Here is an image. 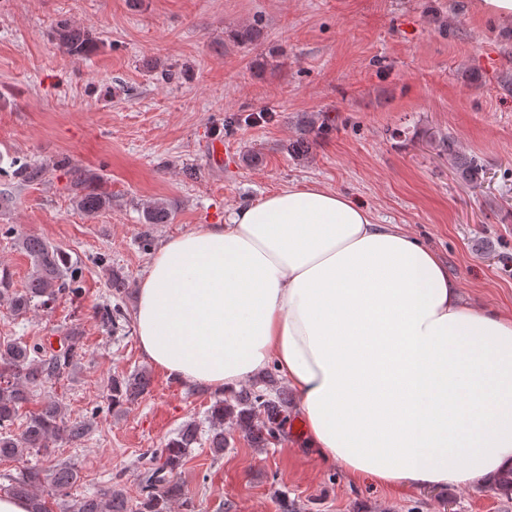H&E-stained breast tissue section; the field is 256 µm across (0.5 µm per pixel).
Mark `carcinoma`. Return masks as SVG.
I'll return each instance as SVG.
<instances>
[{"label": "carcinoma", "instance_id": "carcinoma-1", "mask_svg": "<svg viewBox=\"0 0 512 512\" xmlns=\"http://www.w3.org/2000/svg\"><path fill=\"white\" fill-rule=\"evenodd\" d=\"M56 39L71 53H87L95 47L90 31L65 21L57 24ZM299 126V137L287 146L288 154L295 158L308 153L311 136L320 137L332 130L327 118L319 120L312 115L302 116ZM429 142L439 155L448 159L464 184L473 186L481 181L483 164L462 152L455 140L448 136L439 139L431 136ZM12 175L20 182L33 183L44 178L46 168L29 162L16 163ZM72 185L76 206L83 212L96 214L110 206V197L92 186L89 178L78 170L72 173ZM168 219L169 210L164 203L157 201L147 206L146 223L164 224ZM5 233L14 236L16 245L31 264L28 280L20 291L13 288L10 273L5 269L0 271V299H8L16 314L46 308L59 295L79 296L78 271L68 266L65 253L38 237L19 234L11 228ZM99 315L103 325L112 330L117 329L119 320L124 318L119 307L109 304L99 308ZM79 350L80 336L74 330L61 337L57 350L48 347L41 338L0 341V459L47 448L58 440L73 443L88 436L91 418L100 409H94L91 416L81 420L66 421L61 416L60 406L52 400L45 401L37 412L29 415L20 433L12 430L19 409L30 399L32 389L68 373L77 363ZM274 382V375L270 374L264 388H245L230 400H216L205 416L207 429H202L195 421L187 422L164 448L151 453L141 481L138 512H173L178 503L186 512L189 510V503L181 500L180 487L173 475L202 435H207L209 447L216 454L230 447L229 430L234 428L244 432L257 447L267 448L280 440L290 421L291 398L286 390L275 387ZM150 385L151 379L144 371L112 377L107 385V407L137 402ZM78 479L77 469L68 463L57 464L47 471L34 466L8 477L5 493L26 498L31 512H52L46 505L48 497L56 502L59 512H131L123 490L115 485L94 495L70 498V490Z\"/></svg>", "mask_w": 512, "mask_h": 512}]
</instances>
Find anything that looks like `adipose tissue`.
Wrapping results in <instances>:
<instances>
[{
    "label": "adipose tissue",
    "mask_w": 512,
    "mask_h": 512,
    "mask_svg": "<svg viewBox=\"0 0 512 512\" xmlns=\"http://www.w3.org/2000/svg\"><path fill=\"white\" fill-rule=\"evenodd\" d=\"M143 358L224 395L276 364L321 462L399 492L512 468V311L464 301L439 256L312 185L169 240L138 284Z\"/></svg>",
    "instance_id": "obj_1"
}]
</instances>
